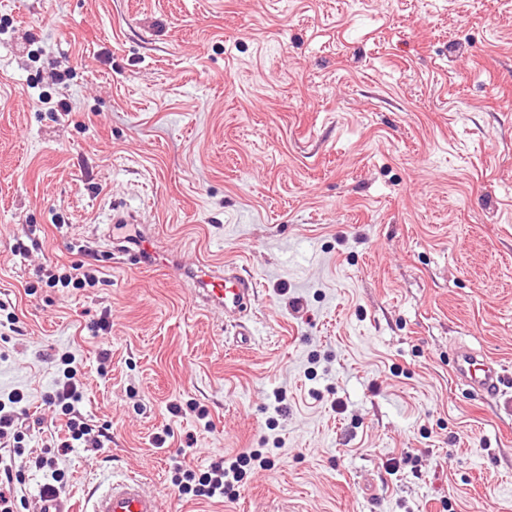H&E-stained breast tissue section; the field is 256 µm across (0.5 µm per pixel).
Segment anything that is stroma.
<instances>
[{
	"label": "stroma",
	"instance_id": "obj_1",
	"mask_svg": "<svg viewBox=\"0 0 512 512\" xmlns=\"http://www.w3.org/2000/svg\"><path fill=\"white\" fill-rule=\"evenodd\" d=\"M146 200L166 261L134 269L105 224ZM86 258L96 287L27 295ZM225 262L248 347L175 271ZM0 299V401L47 414L69 352L108 430L58 458L76 501L131 472L164 512H512V401L452 375L460 345L512 374V0H0ZM51 434L0 447L17 512ZM253 451L236 499L180 495Z\"/></svg>",
	"mask_w": 512,
	"mask_h": 512
}]
</instances>
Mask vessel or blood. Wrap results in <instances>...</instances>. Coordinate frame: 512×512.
I'll return each instance as SVG.
<instances>
[{"label":"vessel or blood","instance_id":"1","mask_svg":"<svg viewBox=\"0 0 512 512\" xmlns=\"http://www.w3.org/2000/svg\"><path fill=\"white\" fill-rule=\"evenodd\" d=\"M136 221L134 211L116 208L110 216L107 230L109 242L115 251L126 256L136 266L160 261L161 254L150 230H143L136 247H129L120 226ZM185 278L193 284V299L197 306L215 308L234 317L250 315L256 283L241 278L232 264H225L223 272L201 265L185 271ZM453 376L456 383L486 401L504 396L512 388V379L505 374L496 360L467 346L456 347L453 352ZM37 512H73L74 505L68 495L58 490L41 491ZM84 512H161L157 499L147 493L141 479L132 473L113 477L107 486L88 498Z\"/></svg>","mask_w":512,"mask_h":512}]
</instances>
